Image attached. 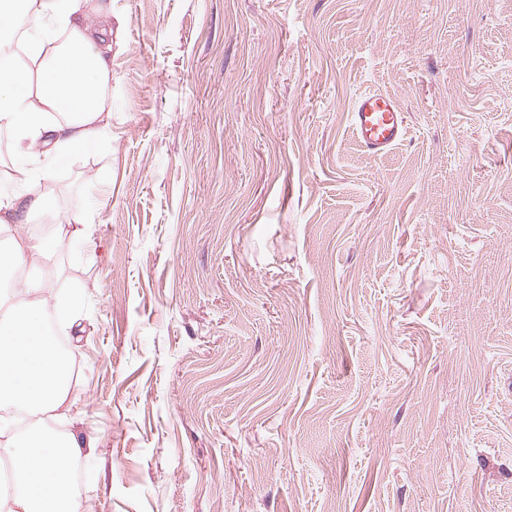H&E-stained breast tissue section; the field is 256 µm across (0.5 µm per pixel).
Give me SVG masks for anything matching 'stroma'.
<instances>
[{"mask_svg":"<svg viewBox=\"0 0 512 512\" xmlns=\"http://www.w3.org/2000/svg\"><path fill=\"white\" fill-rule=\"evenodd\" d=\"M111 67L39 263L93 512H512V0H112ZM352 132L360 147L384 155L401 145L409 134L405 114L388 94H360L351 112ZM78 301L77 298L72 299V303L68 302L58 309L57 319L68 335L75 341H79L81 336L79 332H82L83 329L79 327L80 323L78 322V314L76 312L75 305ZM77 334V335H75Z\"/></svg>","mask_w":512,"mask_h":512,"instance_id":"1","label":"stroma"}]
</instances>
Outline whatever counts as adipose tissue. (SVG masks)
<instances>
[{
	"label": "adipose tissue",
	"mask_w": 512,
	"mask_h": 512,
	"mask_svg": "<svg viewBox=\"0 0 512 512\" xmlns=\"http://www.w3.org/2000/svg\"><path fill=\"white\" fill-rule=\"evenodd\" d=\"M27 24L24 63L0 59V131L7 132L17 162L12 189L0 192V232L11 247L0 266L36 263L51 254L65 235L53 213L38 171L28 160L43 154L58 161L95 145L104 135L108 111L105 88L111 79L110 10L105 0H0V33ZM64 33L65 42L52 38ZM50 215L38 235L27 225L34 214ZM0 461L15 478L0 486V512H83L70 492V463L93 439L70 433H12L13 412L34 417L69 412V366L46 324L41 288L0 289Z\"/></svg>",
	"instance_id": "obj_1"
}]
</instances>
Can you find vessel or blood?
Listing matches in <instances>:
<instances>
[{"label": "vessel or blood", "instance_id": "1", "mask_svg": "<svg viewBox=\"0 0 512 512\" xmlns=\"http://www.w3.org/2000/svg\"><path fill=\"white\" fill-rule=\"evenodd\" d=\"M352 132L360 147L383 155L401 145L409 134L405 114L388 94H360L351 112Z\"/></svg>", "mask_w": 512, "mask_h": 512}]
</instances>
